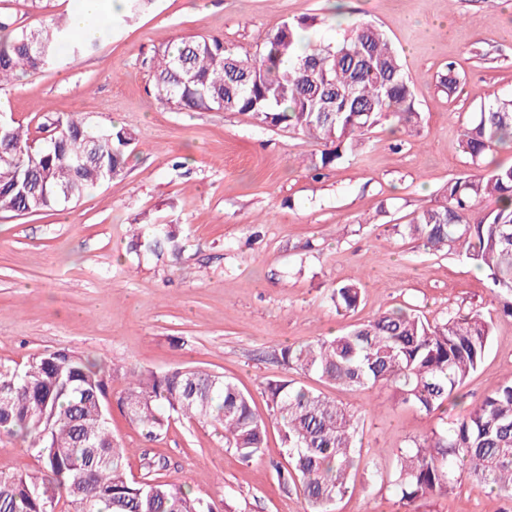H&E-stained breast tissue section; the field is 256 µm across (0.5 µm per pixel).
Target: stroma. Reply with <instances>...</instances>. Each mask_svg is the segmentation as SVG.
<instances>
[{"label": "stroma", "instance_id": "obj_1", "mask_svg": "<svg viewBox=\"0 0 512 512\" xmlns=\"http://www.w3.org/2000/svg\"><path fill=\"white\" fill-rule=\"evenodd\" d=\"M151 0L68 67L24 76L0 92V113L45 136L51 119L84 117L133 133L124 176L39 216L0 214V362L69 348L106 366L110 398L129 368L186 365L224 374L266 412L264 384L280 377L322 392L359 419L362 450L348 493L332 512H505L508 503L460 479L445 495L400 503L373 471L391 475L398 448L454 418L427 414L392 391L346 389L288 369L283 348L338 333L393 308L431 319L493 313L483 272L456 252L434 254L396 225L443 203L449 180L472 172L462 127L481 105L512 97V0ZM315 15L314 41L346 24L379 27L400 53L422 115L413 131L383 125L344 157L319 167L322 148L251 116L162 104L152 63L162 47L216 36L251 54L282 22ZM454 65L460 89L438 84ZM167 224L179 254L140 257L136 228ZM358 282L357 310L340 315L336 282ZM512 372V318L493 320L491 346L464 384L479 401ZM112 434L128 448L126 471L184 486L217 512H304L298 489L279 483L281 432L268 424L261 458L242 461L217 424L171 419L154 439L113 411Z\"/></svg>", "mask_w": 512, "mask_h": 512}]
</instances>
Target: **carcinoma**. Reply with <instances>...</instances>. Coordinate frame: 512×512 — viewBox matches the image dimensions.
<instances>
[{
    "instance_id": "1",
    "label": "carcinoma",
    "mask_w": 512,
    "mask_h": 512,
    "mask_svg": "<svg viewBox=\"0 0 512 512\" xmlns=\"http://www.w3.org/2000/svg\"><path fill=\"white\" fill-rule=\"evenodd\" d=\"M312 16L284 22L255 54L239 55L217 37L191 36L165 47L154 63L160 99L180 109L223 110L290 129L325 146L321 166L374 128L417 126L421 120L398 54L373 24L349 27L333 42L303 44ZM99 38L78 33L69 18L51 15L35 28H17L0 14V90L44 69H59L94 52ZM39 145L13 120L0 124V213L37 215L78 202L97 184L124 174L134 136L85 118L61 116ZM512 146V98L480 108L464 127L459 148L483 169L448 182L446 202L414 213L397 234L430 252L459 249L492 285L497 311L512 318V165L488 154ZM495 208L477 213L480 198ZM135 250L177 249L169 231L140 232ZM329 299L349 313L361 301L356 283L338 282ZM492 319L480 310L430 321L396 307L333 337L281 351L290 369L343 387L386 388L425 413L442 409L477 371L491 342ZM116 404L130 423L157 437L171 417L224 428V445L244 461L263 453L270 416L279 421L289 468L278 481L298 486L306 512H329L348 491L357 454L358 418L343 405L288 379L265 383L268 416L219 373L179 367L158 374L134 368ZM105 367L68 349L0 362V431L26 442L40 463L28 474L0 477V512H213L182 486L151 473L129 479V449L112 437ZM466 475L474 487L512 501V376L451 422L398 449L391 485L404 505L447 494Z\"/></svg>"
}]
</instances>
